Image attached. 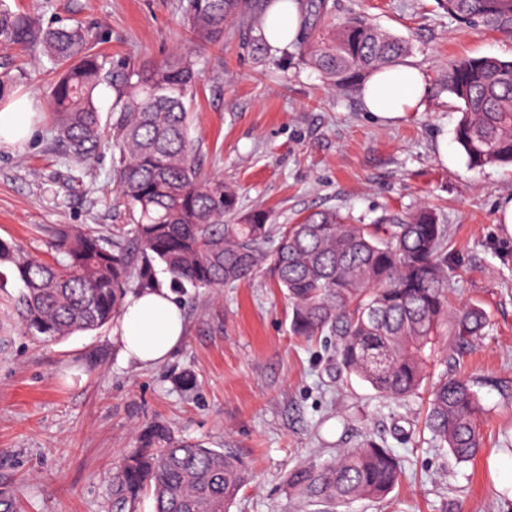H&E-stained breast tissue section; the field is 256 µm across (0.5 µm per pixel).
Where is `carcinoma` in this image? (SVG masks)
<instances>
[{"mask_svg": "<svg viewBox=\"0 0 512 512\" xmlns=\"http://www.w3.org/2000/svg\"><path fill=\"white\" fill-rule=\"evenodd\" d=\"M461 24L512 35V0H439ZM261 9L260 0H181L193 40L216 46L224 26ZM40 46L57 71L51 87L54 142L77 165H89L109 137L118 158L112 180L138 213L128 230L107 240L89 228L52 230V259L0 240V266L23 288L18 298L25 333L61 342L120 316L127 290L221 288L268 266L291 305V330L336 338L346 374L392 399L418 394L445 343L462 349L481 335L478 305L448 307V230L436 210L356 223L332 209L314 210L278 228L263 209L239 213L224 180L202 176L189 135V109L199 81L189 54L157 64L114 66L78 24L43 27L0 0V47ZM407 45L351 18L300 46L306 62L342 89L396 62ZM115 93L105 127L96 95ZM460 102L456 142L469 165L512 166V59L456 60L442 84ZM482 400L463 377L445 375L429 389L425 425L456 463L482 447ZM112 484L116 507L129 508L148 491L154 512H230L248 471L222 448L190 442L167 425L143 429ZM402 462L375 440L342 448L325 463L288 472V489L302 504L333 508L382 500L399 484Z\"/></svg>", "mask_w": 512, "mask_h": 512, "instance_id": "cac0c4a2", "label": "carcinoma"}]
</instances>
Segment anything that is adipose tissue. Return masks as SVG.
I'll return each instance as SVG.
<instances>
[{"mask_svg": "<svg viewBox=\"0 0 512 512\" xmlns=\"http://www.w3.org/2000/svg\"><path fill=\"white\" fill-rule=\"evenodd\" d=\"M303 16L298 0H272L263 21L270 46L284 49L294 43ZM427 87L420 69L395 65L374 72L360 89L365 111L382 120H394L423 110ZM33 103L22 98L0 107V145H15L30 137ZM112 335L124 361L139 368L166 362L184 338L181 307L167 289L127 296Z\"/></svg>", "mask_w": 512, "mask_h": 512, "instance_id": "obj_1", "label": "adipose tissue"}]
</instances>
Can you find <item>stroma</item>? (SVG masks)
Instances as JSON below:
<instances>
[{
	"label": "stroma",
	"instance_id": "1",
	"mask_svg": "<svg viewBox=\"0 0 512 512\" xmlns=\"http://www.w3.org/2000/svg\"><path fill=\"white\" fill-rule=\"evenodd\" d=\"M43 25L79 22L113 61L191 54L200 82L191 131L204 175L234 188L241 211L293 224L317 209L363 222L419 206L448 226L451 309L477 303L484 336L440 362L434 376L468 377L484 407L483 450L455 463L424 427L425 395L380 397L338 369L334 341L290 331V304L267 271L249 282L175 292L185 337L165 363L124 364L111 327L40 343L18 321L20 281H0V498L16 512H112V478L138 430L157 421L181 437L233 450L250 479L230 512H300L286 478L372 437L396 450L405 477L386 499L337 512H512L497 466L512 458V236L497 224L512 168H471L455 141L459 104L439 84L462 56L512 57V37L458 23L438 0H326L327 21L359 17L406 41L422 70L423 111L385 123L365 112L358 87H332L297 49L188 42L179 0H8ZM13 95L33 103L34 132L0 147V239L49 258L60 224L102 235L136 214L112 181L104 142L89 168L51 139V65L36 47L0 50ZM192 375V388L180 379Z\"/></svg>",
	"mask_w": 512,
	"mask_h": 512
}]
</instances>
